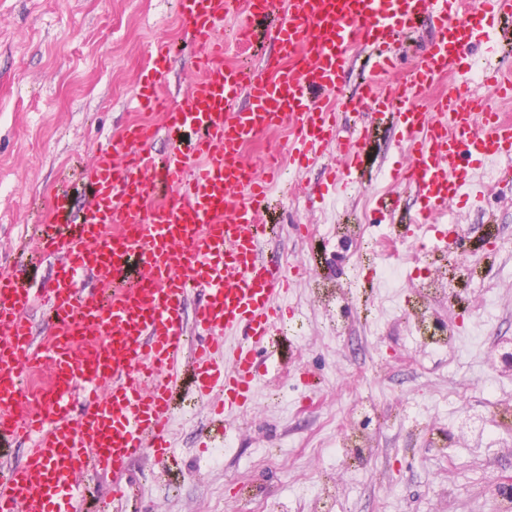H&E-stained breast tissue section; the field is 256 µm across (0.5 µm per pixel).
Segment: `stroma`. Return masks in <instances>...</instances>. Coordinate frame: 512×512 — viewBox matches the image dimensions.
Here are the masks:
<instances>
[{"mask_svg": "<svg viewBox=\"0 0 512 512\" xmlns=\"http://www.w3.org/2000/svg\"><path fill=\"white\" fill-rule=\"evenodd\" d=\"M274 20L256 19L249 43L230 47L224 60L274 58ZM427 31L403 38L386 75L388 88L406 85L420 62ZM170 42L165 93L187 96L194 74L192 47L177 0H0V267L22 270V246L51 218L66 193L79 207L90 188L83 177L98 146L112 144L136 119L134 90L156 41ZM288 132L269 131L248 144L255 167L276 156L288 166ZM397 128L376 120L364 157L368 183L329 193L308 208L303 194L278 193L267 223L279 237L265 242L266 257L285 266L306 264L284 305L295 326L269 357L256 387L253 411L239 419L222 463L199 451L210 429L206 405L175 425L172 463H133L134 507L141 512H489L491 493L512 486V429L495 411L512 407V187L506 165L494 160L474 170L476 195L449 207L431 231L407 223L419 202L389 177L406 161ZM396 198L395 213L375 197ZM310 224L313 234H291ZM375 238L396 237L422 248L424 262L402 268L399 297L415 298L425 278L449 282L446 301H432L455 352H424L413 329L414 305L392 311L371 331L364 301L380 269L353 279L355 225ZM457 239L468 266L455 269L442 255V238ZM490 320H482L479 306ZM363 432L368 450L352 468L334 420ZM454 434L446 453L430 448L423 428Z\"/></svg>", "mask_w": 512, "mask_h": 512, "instance_id": "stroma-1", "label": "stroma"}]
</instances>
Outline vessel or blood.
<instances>
[{"mask_svg": "<svg viewBox=\"0 0 512 512\" xmlns=\"http://www.w3.org/2000/svg\"><path fill=\"white\" fill-rule=\"evenodd\" d=\"M195 49L197 77L186 102L160 93L170 48L158 41L134 96L159 113L170 141L157 160L151 125L131 122L121 157L99 149L86 176L82 214L58 205L34 252L57 258L47 285L0 272V442H24L21 462L0 456V512H85L76 483L86 471L111 474L112 508L129 502L130 463L171 456L174 405L183 384L210 402L214 432L226 436L249 409L261 377L258 352L274 345L289 310L286 267L266 259L269 182L244 157L258 135L290 127L289 163L303 173L335 147L344 184L362 186L358 168L367 126L339 135L338 102L356 47L369 49L374 76L360 106L390 115L410 156L394 178L423 199L413 223H432L461 199L486 159L512 163V120L472 89L466 52L512 38V0H178ZM275 17L283 63L271 70L224 61L218 24ZM435 30L409 84L387 96L378 78L392 67L391 46L409 31ZM458 79L428 104L420 94L447 71ZM480 79L512 99V58L483 66ZM195 135L182 150V132ZM96 288L80 291L78 282ZM200 303L186 314L189 293ZM48 314L46 333L31 313Z\"/></svg>", "mask_w": 512, "mask_h": 512, "instance_id": "obj_1", "label": "vessel or blood"}]
</instances>
